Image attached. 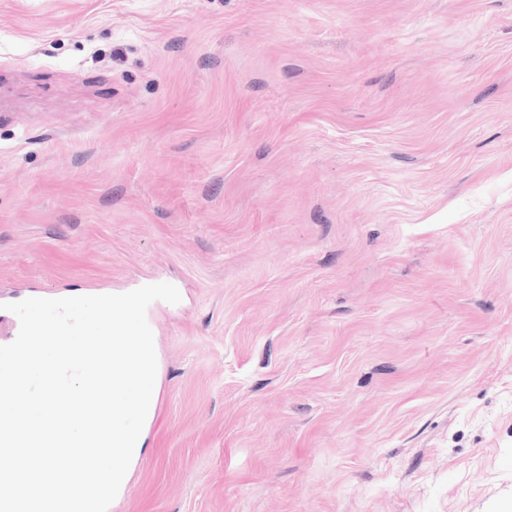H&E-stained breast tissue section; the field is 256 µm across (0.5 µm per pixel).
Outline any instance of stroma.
I'll return each instance as SVG.
<instances>
[{"instance_id":"1","label":"stroma","mask_w":512,"mask_h":512,"mask_svg":"<svg viewBox=\"0 0 512 512\" xmlns=\"http://www.w3.org/2000/svg\"><path fill=\"white\" fill-rule=\"evenodd\" d=\"M161 282L108 512L511 502L512 0H0V343Z\"/></svg>"}]
</instances>
